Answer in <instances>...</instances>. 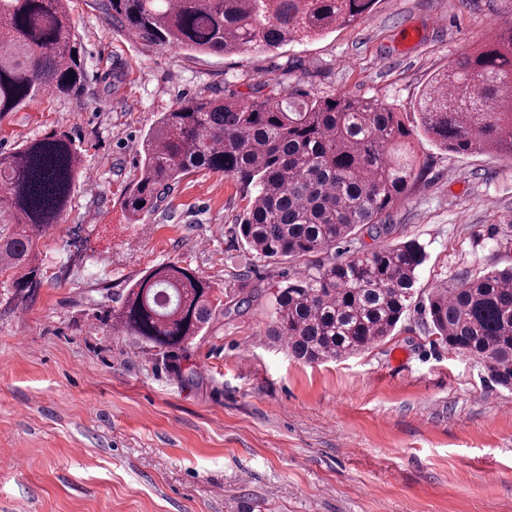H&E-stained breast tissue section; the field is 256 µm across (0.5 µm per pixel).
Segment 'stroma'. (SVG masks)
<instances>
[{"label":"stroma","mask_w":512,"mask_h":512,"mask_svg":"<svg viewBox=\"0 0 512 512\" xmlns=\"http://www.w3.org/2000/svg\"><path fill=\"white\" fill-rule=\"evenodd\" d=\"M86 73L75 95L0 114V152L67 132L83 170L38 243L41 282L0 292V512H512V391L436 342L426 290L512 265V159L423 148L389 212L390 243L428 253L391 336L306 363L270 334L271 290L377 241L367 231L311 257L258 258L235 226L247 200L211 172L175 184L125 223L161 112L197 95L288 88L372 98L413 121L432 75L512 23V0H375L360 22L270 53L160 49L112 26L97 0H70ZM195 269L224 309L163 354L116 332L107 312L146 271ZM250 306H240L244 293Z\"/></svg>","instance_id":"35a3bbf8"}]
</instances>
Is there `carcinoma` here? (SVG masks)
<instances>
[{"label": "carcinoma", "mask_w": 512, "mask_h": 512, "mask_svg": "<svg viewBox=\"0 0 512 512\" xmlns=\"http://www.w3.org/2000/svg\"><path fill=\"white\" fill-rule=\"evenodd\" d=\"M70 0H0V113L36 97L77 93L84 82ZM373 0H99L112 25L159 48L266 53L323 37L364 17ZM512 25L464 48L422 90L417 121L370 98L235 100L199 95L161 113L141 144L139 177L121 201L133 223L156 212L184 176L208 171L247 193L241 242L264 260L328 250L383 218L420 177L418 144L512 158ZM83 167L68 134L0 153V209L15 228L0 237V272L13 297L40 285L37 243L58 223ZM427 258L415 240L358 250L309 268L278 288L271 335L298 360L354 355L392 335L412 305ZM217 310L210 283L166 263L130 288L107 317L162 353L182 350ZM437 340L484 362L512 389V268L432 288L424 305Z\"/></svg>", "instance_id": "obj_1"}]
</instances>
